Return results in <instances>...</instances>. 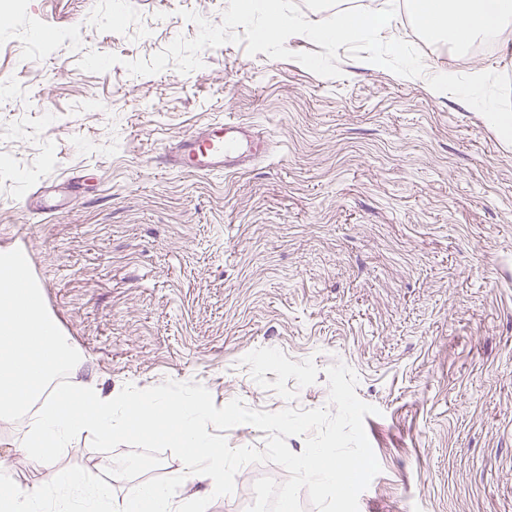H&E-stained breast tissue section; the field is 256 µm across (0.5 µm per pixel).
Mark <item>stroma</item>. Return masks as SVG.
Returning a JSON list of instances; mask_svg holds the SVG:
<instances>
[{
    "label": "stroma",
    "mask_w": 512,
    "mask_h": 512,
    "mask_svg": "<svg viewBox=\"0 0 512 512\" xmlns=\"http://www.w3.org/2000/svg\"><path fill=\"white\" fill-rule=\"evenodd\" d=\"M227 0H0V251L28 242L47 310L80 352L69 379L103 392L195 382L216 406L315 409L327 369L358 377L381 471L359 512H512V140L484 116L512 112V38L457 52L398 0L383 39L417 46L406 78L341 54L325 78L244 44L203 49L202 68L130 74L193 12ZM120 64L95 74L88 51ZM493 80L476 87L475 68ZM458 82L434 93L428 72ZM256 126L267 161L228 174L157 168L160 149L213 120ZM49 180L58 209L25 204ZM0 424L20 488L55 468ZM77 436L62 460L99 475L128 453ZM272 463L248 464L207 512H247Z\"/></svg>",
    "instance_id": "1"
}]
</instances>
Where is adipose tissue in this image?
<instances>
[{
    "label": "adipose tissue",
    "instance_id": "1",
    "mask_svg": "<svg viewBox=\"0 0 512 512\" xmlns=\"http://www.w3.org/2000/svg\"><path fill=\"white\" fill-rule=\"evenodd\" d=\"M415 13L430 34L450 37L458 50L478 38L501 33L512 17V0H415ZM171 486L144 485L125 501L122 512H179Z\"/></svg>",
    "mask_w": 512,
    "mask_h": 512
}]
</instances>
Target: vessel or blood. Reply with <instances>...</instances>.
<instances>
[{
    "label": "vessel or blood",
    "mask_w": 512,
    "mask_h": 512,
    "mask_svg": "<svg viewBox=\"0 0 512 512\" xmlns=\"http://www.w3.org/2000/svg\"><path fill=\"white\" fill-rule=\"evenodd\" d=\"M271 151V141L263 132L229 118L171 142L163 148L159 161L168 169L206 175L261 163Z\"/></svg>",
    "instance_id": "obj_1"
}]
</instances>
